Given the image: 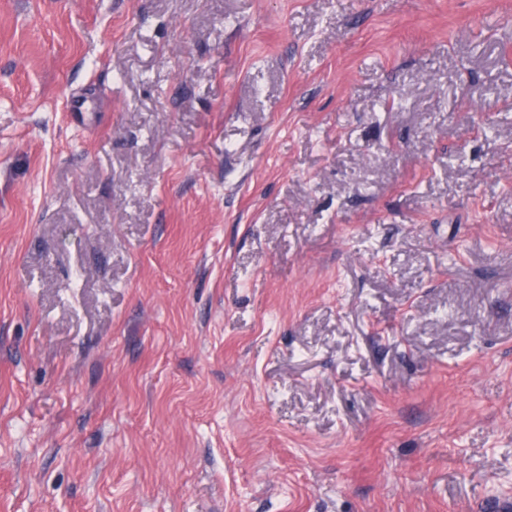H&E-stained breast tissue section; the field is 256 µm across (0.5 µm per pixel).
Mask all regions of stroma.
<instances>
[{"label":"stroma","mask_w":512,"mask_h":512,"mask_svg":"<svg viewBox=\"0 0 512 512\" xmlns=\"http://www.w3.org/2000/svg\"><path fill=\"white\" fill-rule=\"evenodd\" d=\"M491 496L512 0H0V512Z\"/></svg>","instance_id":"stroma-1"}]
</instances>
